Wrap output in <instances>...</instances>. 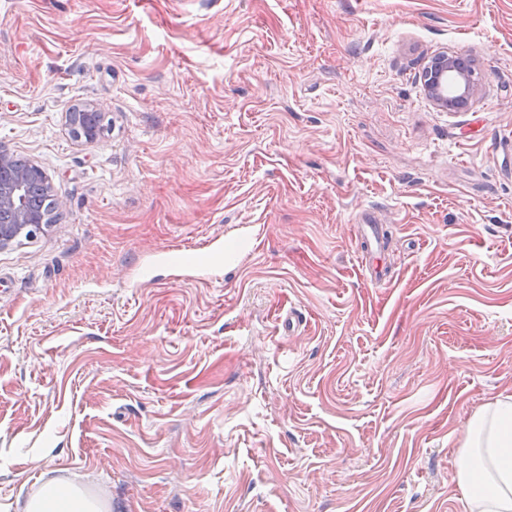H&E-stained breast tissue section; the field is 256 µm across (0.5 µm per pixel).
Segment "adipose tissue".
Listing matches in <instances>:
<instances>
[{
	"mask_svg": "<svg viewBox=\"0 0 512 512\" xmlns=\"http://www.w3.org/2000/svg\"><path fill=\"white\" fill-rule=\"evenodd\" d=\"M464 446L469 463L458 481L469 491L471 512H512V400L500 399L471 420ZM26 512H96L84 495L44 488Z\"/></svg>",
	"mask_w": 512,
	"mask_h": 512,
	"instance_id": "adipose-tissue-1",
	"label": "adipose tissue"
}]
</instances>
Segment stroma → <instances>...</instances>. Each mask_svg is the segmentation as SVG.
<instances>
[{
	"instance_id": "1",
	"label": "stroma",
	"mask_w": 512,
	"mask_h": 512,
	"mask_svg": "<svg viewBox=\"0 0 512 512\" xmlns=\"http://www.w3.org/2000/svg\"><path fill=\"white\" fill-rule=\"evenodd\" d=\"M0 151L64 203L0 252V512H468L470 420L512 396V0H0ZM246 225L223 282L134 287ZM455 73L461 84L462 93L459 95L461 100H470L475 91V81L469 78L459 68L457 61H455L448 54H441L436 56L431 63L426 67L424 74V82L426 91L429 97L439 106L447 108L457 103V99H448L453 97L448 91V95L442 92V79L445 74ZM70 127L75 137H85L93 140L104 130L103 116L101 112H95L87 108H73L70 113ZM358 240L363 246V255L366 262L363 268L365 277L375 285H384L389 280L386 278L385 268L375 263L381 259L385 248V234L382 224H360ZM27 512H97L96 506L80 493L45 487L32 498Z\"/></svg>"
}]
</instances>
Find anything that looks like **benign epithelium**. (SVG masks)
<instances>
[{"label": "benign epithelium", "mask_w": 512, "mask_h": 512, "mask_svg": "<svg viewBox=\"0 0 512 512\" xmlns=\"http://www.w3.org/2000/svg\"><path fill=\"white\" fill-rule=\"evenodd\" d=\"M454 73L458 76L462 93L459 99H471L475 91V83L459 68L457 61L447 54L436 56L426 67L424 82L429 97L439 106L448 107L457 100L448 98L442 92V79L445 74ZM43 170L35 165L29 170H16L12 177L0 180V214L7 213L9 221L0 224V251L9 249L21 238L36 237L47 226L46 215L42 211L25 204L24 194L32 185V179L41 175Z\"/></svg>", "instance_id": "obj_1"}]
</instances>
